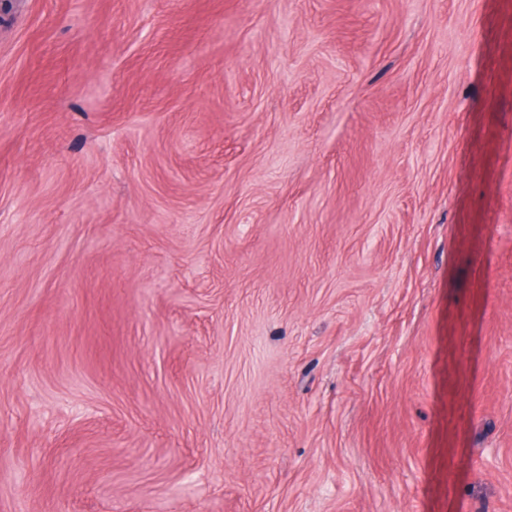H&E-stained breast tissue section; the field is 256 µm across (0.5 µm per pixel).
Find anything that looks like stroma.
Returning <instances> with one entry per match:
<instances>
[{"label":"stroma","mask_w":512,"mask_h":512,"mask_svg":"<svg viewBox=\"0 0 512 512\" xmlns=\"http://www.w3.org/2000/svg\"><path fill=\"white\" fill-rule=\"evenodd\" d=\"M0 512H512V0L0 5Z\"/></svg>","instance_id":"35a3bbf8"}]
</instances>
